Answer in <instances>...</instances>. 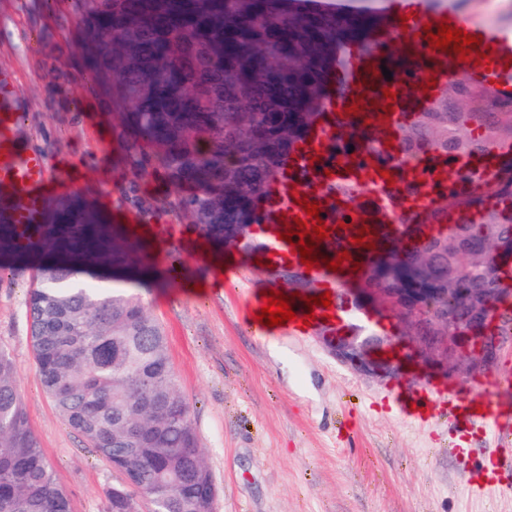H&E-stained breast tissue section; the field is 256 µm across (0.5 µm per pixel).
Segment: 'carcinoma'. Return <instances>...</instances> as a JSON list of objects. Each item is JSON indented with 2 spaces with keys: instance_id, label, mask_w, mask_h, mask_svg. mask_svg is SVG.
<instances>
[{
  "instance_id": "1",
  "label": "carcinoma",
  "mask_w": 512,
  "mask_h": 512,
  "mask_svg": "<svg viewBox=\"0 0 512 512\" xmlns=\"http://www.w3.org/2000/svg\"><path fill=\"white\" fill-rule=\"evenodd\" d=\"M89 88L103 94L119 118L124 161L136 173L159 172L180 190L175 207L211 244L236 224H258L267 187L295 146L326 117L328 74L340 47L369 53L379 18L316 11L307 0H69ZM510 112H450L440 96L399 127L400 161L426 153L468 156L457 172L465 188L439 195L448 212L488 197L512 198V179L488 180L481 162ZM367 155L383 160L386 133L362 128ZM362 187L339 182L329 192L354 201ZM366 227L368 231L361 232ZM0 204V255L20 253ZM402 242L388 241L386 261L364 268L366 288H413L415 311L394 309L419 336L454 335L464 296L499 288L496 259L512 257V219L486 212L481 222H456L431 234L411 225ZM364 244L379 225L339 229ZM39 262L28 295L32 347L40 385L63 420L98 457L127 476L107 491L106 512H211L215 490L200 450L191 408L174 373L167 338L142 299L119 279L79 282L74 269L150 274L142 241L110 224L96 203L58 196L27 249ZM490 322L498 341L512 337V304L498 302ZM136 433L134 456L119 440ZM0 512H72L68 494L27 419L14 361L0 348Z\"/></svg>"
}]
</instances>
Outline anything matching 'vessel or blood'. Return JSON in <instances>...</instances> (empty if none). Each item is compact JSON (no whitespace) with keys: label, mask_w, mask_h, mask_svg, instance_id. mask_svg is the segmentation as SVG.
Instances as JSON below:
<instances>
[{"label":"vessel or blood","mask_w":512,"mask_h":512,"mask_svg":"<svg viewBox=\"0 0 512 512\" xmlns=\"http://www.w3.org/2000/svg\"><path fill=\"white\" fill-rule=\"evenodd\" d=\"M389 7L395 16L405 17V27L381 34L376 53H364L351 44L338 54L331 80L343 87L344 93L331 101L332 114L359 125L381 122L391 134L400 124L412 120L437 96L439 85L449 80L461 65L456 43L434 48L427 41L428 35L437 34L442 24L475 36L468 54L473 62V80L492 98L512 97V32L477 23L451 6L428 15L426 0H389ZM25 109L15 74L0 69V198L9 203L8 222L22 248L29 245L27 225L45 223L52 196L70 188L66 175L51 172L43 153L21 146L17 129ZM334 133V125L321 124L304 147L299 163L312 168L311 182H302L290 171L278 180L276 188L285 206L275 219L276 230L270 234L266 249L258 255L260 266H300L298 247L283 240L281 234L287 223L306 220L304 204L308 201L318 205L322 223L330 233L335 232L340 222L379 224L388 235L399 229L403 215L399 205L380 191L381 180L374 162L358 149L349 153L347 161L336 160L327 149ZM404 173L408 180L420 185L419 194L408 201L409 207L419 213L431 205L439 189L448 185L438 170L429 168L424 158L406 166ZM341 181L373 187L370 206L342 201L327 193V185ZM315 252L319 263L310 269L308 277L314 282L317 293H330L331 304L311 310L303 296L291 297L295 317L281 325V332L307 336L326 323L343 329L355 322L357 313L348 303L350 294L345 285L360 277L355 268L358 255L340 260L339 269L332 271L327 269L326 263L339 260L337 251H326L324 243L320 242ZM310 312L315 315L314 322L304 323L305 314ZM499 386V381H491L476 396L456 389L448 391V420L462 426L455 448L457 454H470L469 431L474 427L495 425L501 440H512V429L500 423V405L496 399ZM419 389V396L398 403L397 410L407 419L424 424L433 415L435 394L431 384L425 381L420 382Z\"/></svg>","instance_id":"vessel-or-blood-1"}]
</instances>
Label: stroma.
<instances>
[{
  "label": "stroma",
  "instance_id": "1",
  "mask_svg": "<svg viewBox=\"0 0 512 512\" xmlns=\"http://www.w3.org/2000/svg\"><path fill=\"white\" fill-rule=\"evenodd\" d=\"M449 5L512 29V0H429L433 13ZM2 68L15 71L28 104L17 131L23 145L45 154L52 171L68 174L72 192L93 197L109 217L133 213L163 233L164 251L147 254L158 277L136 291L167 336L216 489L213 512H512V446L477 430L472 454L456 455L447 414L418 425L391 410L392 397H408L416 385L362 375L318 334L264 337L244 323L253 293L283 279L233 250L224 260L241 281L212 286L210 259L188 250L197 229L168 206L175 190L160 174L130 172L115 117L86 90L67 0H0ZM172 257L187 279H168ZM0 261V346L15 361L30 426L73 512H104L105 492L121 476L85 447L38 380L27 308L36 263ZM196 280L205 289H193ZM507 372L512 340L479 380L461 369L426 378L477 393ZM492 458L499 466L490 489L473 494L471 477Z\"/></svg>",
  "mask_w": 512,
  "mask_h": 512
}]
</instances>
